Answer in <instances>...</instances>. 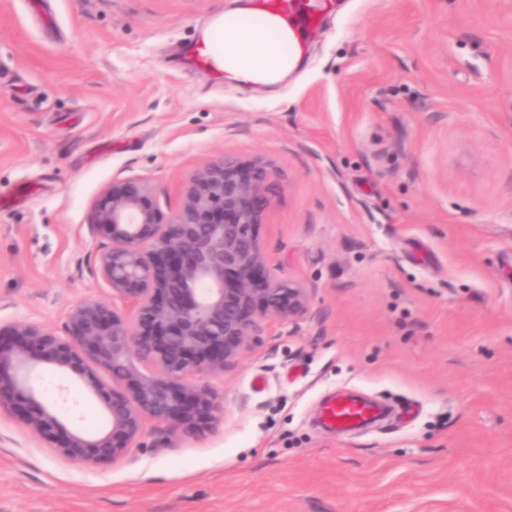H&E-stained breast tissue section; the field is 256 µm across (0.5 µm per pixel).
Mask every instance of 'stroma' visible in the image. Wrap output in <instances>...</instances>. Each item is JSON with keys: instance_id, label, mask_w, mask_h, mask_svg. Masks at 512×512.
<instances>
[{"instance_id": "stroma-1", "label": "stroma", "mask_w": 512, "mask_h": 512, "mask_svg": "<svg viewBox=\"0 0 512 512\" xmlns=\"http://www.w3.org/2000/svg\"><path fill=\"white\" fill-rule=\"evenodd\" d=\"M250 0H0V323L107 299L87 231L113 180L164 213L200 168L261 158L260 238L312 319L265 325L206 382L210 432L117 463L56 458L0 415V512H512V0H334L266 91L195 63ZM68 413L105 414L52 368ZM393 413L319 421L338 393Z\"/></svg>"}]
</instances>
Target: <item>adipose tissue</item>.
<instances>
[{"mask_svg":"<svg viewBox=\"0 0 512 512\" xmlns=\"http://www.w3.org/2000/svg\"><path fill=\"white\" fill-rule=\"evenodd\" d=\"M251 8L218 13L205 36L224 58L228 78L268 87L281 81L297 66L288 58L283 43L266 27L250 23Z\"/></svg>","mask_w":512,"mask_h":512,"instance_id":"adipose-tissue-1","label":"adipose tissue"}]
</instances>
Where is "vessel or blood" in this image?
<instances>
[{"label":"vessel or blood","mask_w":512,"mask_h":512,"mask_svg":"<svg viewBox=\"0 0 512 512\" xmlns=\"http://www.w3.org/2000/svg\"><path fill=\"white\" fill-rule=\"evenodd\" d=\"M325 0H309L301 5L300 0H256L254 16L257 21H283L288 25V50L290 53H304L305 35L320 23ZM379 407L369 400H355L345 395L328 399L323 407L322 417L326 427L338 431H350L376 419Z\"/></svg>","instance_id":"1"}]
</instances>
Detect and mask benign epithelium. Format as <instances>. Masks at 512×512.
I'll list each match as a JSON object with an SVG mask.
<instances>
[{"instance_id":"benign-epithelium-1","label":"benign epithelium","mask_w":512,"mask_h":512,"mask_svg":"<svg viewBox=\"0 0 512 512\" xmlns=\"http://www.w3.org/2000/svg\"><path fill=\"white\" fill-rule=\"evenodd\" d=\"M274 185L271 164L226 158L199 169L167 216L149 181L113 182L87 224L105 238L97 272L112 300L79 302L61 334L0 326V413L61 459L94 467L128 456L150 423L210 431L220 404L200 379L224 372L265 324L313 317L311 289L277 278L259 240ZM44 366L101 404L103 429H79L44 396L33 380Z\"/></svg>"}]
</instances>
